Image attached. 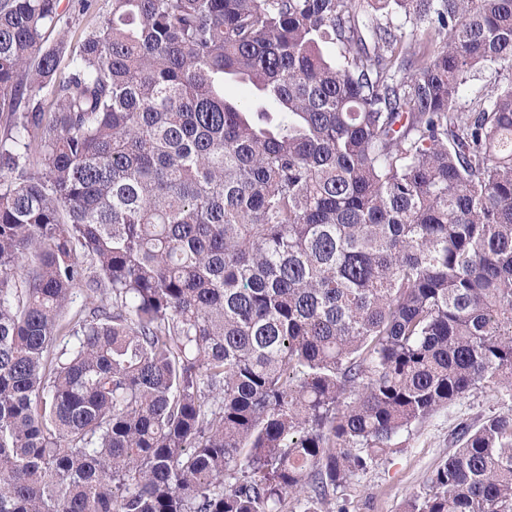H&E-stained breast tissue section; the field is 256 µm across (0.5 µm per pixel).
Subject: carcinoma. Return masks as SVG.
I'll return each mask as SVG.
<instances>
[{
	"mask_svg": "<svg viewBox=\"0 0 512 512\" xmlns=\"http://www.w3.org/2000/svg\"><path fill=\"white\" fill-rule=\"evenodd\" d=\"M60 2L0 0V512H332L512 400V0ZM457 442L405 512H512V412ZM61 9L66 13L63 18L62 29L67 33L68 40L71 41L72 45L76 44L80 39L84 31L93 27L98 19L96 12H90L88 14H79L76 0H61ZM65 22L67 24H65ZM512 403L492 387L480 388L412 426L401 437V451L355 476L339 504L346 512H402L405 502L427 488L432 471L452 454L463 424L479 426L489 417L510 413Z\"/></svg>",
	"mask_w": 512,
	"mask_h": 512,
	"instance_id": "obj_1",
	"label": "carcinoma"
}]
</instances>
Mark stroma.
<instances>
[{
  "instance_id": "stroma-1",
  "label": "stroma",
  "mask_w": 512,
  "mask_h": 512,
  "mask_svg": "<svg viewBox=\"0 0 512 512\" xmlns=\"http://www.w3.org/2000/svg\"><path fill=\"white\" fill-rule=\"evenodd\" d=\"M512 412V401L483 387L439 408L403 434L400 451L355 476L341 493L345 512H403L406 501L427 487L432 471L452 454L461 425H481Z\"/></svg>"
}]
</instances>
